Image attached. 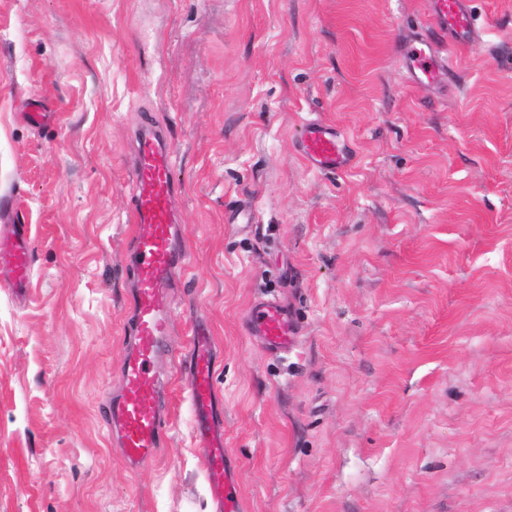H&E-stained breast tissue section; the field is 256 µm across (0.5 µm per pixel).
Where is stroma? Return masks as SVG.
<instances>
[{
  "mask_svg": "<svg viewBox=\"0 0 512 512\" xmlns=\"http://www.w3.org/2000/svg\"><path fill=\"white\" fill-rule=\"evenodd\" d=\"M426 2L0 0V252L35 240L24 296L0 268V512H214L179 373L155 459L104 418L146 122L191 255L169 346L208 324L244 512H512V0L418 84ZM313 120L348 167L296 152ZM268 298L288 353L245 330Z\"/></svg>",
  "mask_w": 512,
  "mask_h": 512,
  "instance_id": "obj_1",
  "label": "stroma"
}]
</instances>
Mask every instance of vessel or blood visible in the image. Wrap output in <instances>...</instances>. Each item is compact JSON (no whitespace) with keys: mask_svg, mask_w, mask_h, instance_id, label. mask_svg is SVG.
I'll return each instance as SVG.
<instances>
[{"mask_svg":"<svg viewBox=\"0 0 512 512\" xmlns=\"http://www.w3.org/2000/svg\"><path fill=\"white\" fill-rule=\"evenodd\" d=\"M471 0H428V11L448 36V55H440L424 37L404 47L398 56L413 79L432 81L454 66L453 51L476 41ZM165 134L141 129L131 183L136 229L132 238L135 288L131 295L132 323L124 338L121 388L108 404L107 425L117 438L124 461L131 466L154 459L167 442L170 420L165 412L169 389L159 365L171 359L168 338L173 322L171 287L181 278L190 260L180 244V226L174 209L179 188L173 178L172 158ZM302 158L312 168L336 171L349 162L346 137L335 126L310 122L299 144ZM14 250L10 280L24 288L30 273L34 240L27 227L13 228ZM267 351L285 353L298 334L295 320L279 302L267 300L251 312L246 326ZM214 347L210 336L197 332L178 363L186 382V398L199 446L207 463V478L215 512H241L237 467L224 447V426L217 413L213 382Z\"/></svg>","mask_w":512,"mask_h":512,"instance_id":"1","label":"vessel or blood"}]
</instances>
